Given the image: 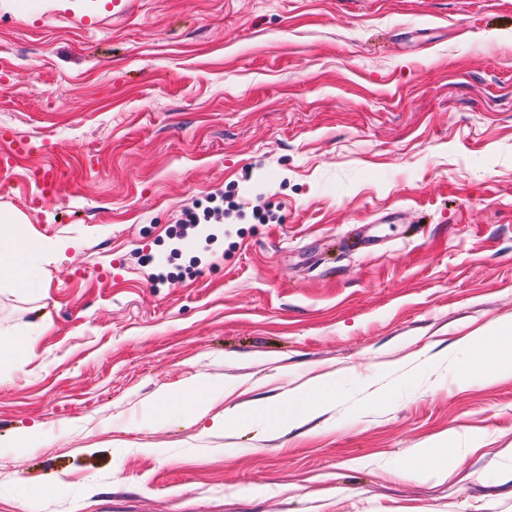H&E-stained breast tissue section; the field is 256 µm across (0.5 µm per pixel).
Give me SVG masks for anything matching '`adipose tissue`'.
<instances>
[{
    "label": "adipose tissue",
    "instance_id": "1",
    "mask_svg": "<svg viewBox=\"0 0 512 512\" xmlns=\"http://www.w3.org/2000/svg\"><path fill=\"white\" fill-rule=\"evenodd\" d=\"M42 278V246L28 239L25 226L15 217L0 215V288L26 291L35 288ZM466 347L477 367H493L501 373L512 374V322L495 324L483 334L471 337ZM339 388L335 379L324 376L313 384L289 393L272 406L248 411L230 409L224 421L236 428L252 426L259 421L276 417L290 425L320 412L335 401ZM209 398L202 387H190L179 397L160 393L156 406L164 415L187 419L203 416L208 411Z\"/></svg>",
    "mask_w": 512,
    "mask_h": 512
}]
</instances>
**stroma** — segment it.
Here are the masks:
<instances>
[{
  "instance_id": "stroma-1",
  "label": "stroma",
  "mask_w": 512,
  "mask_h": 512,
  "mask_svg": "<svg viewBox=\"0 0 512 512\" xmlns=\"http://www.w3.org/2000/svg\"><path fill=\"white\" fill-rule=\"evenodd\" d=\"M0 0V512H512V0ZM63 176L30 204L31 166ZM329 374L299 427L217 428ZM206 385L189 423L153 397ZM463 451L416 477L411 451ZM22 246L21 249L19 247ZM42 246L15 217L0 215V288L26 291L42 279ZM466 347L479 369L490 365L498 372L512 374V322L490 326L481 336L469 338ZM41 331H28L21 335H10V336H23L22 337H8L3 338L0 336V364L3 360L5 352L16 351L19 348H25L33 350L34 345L37 343V336H41Z\"/></svg>"
}]
</instances>
